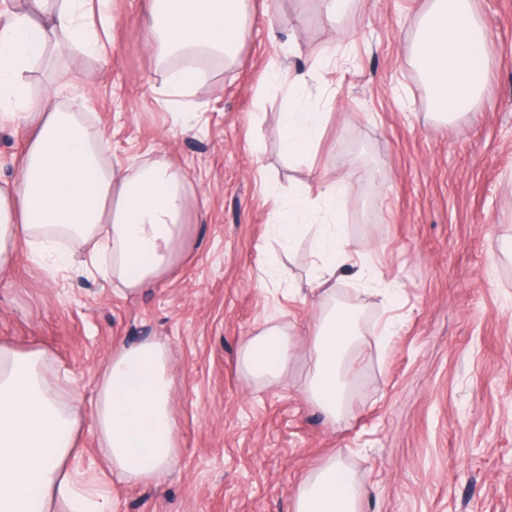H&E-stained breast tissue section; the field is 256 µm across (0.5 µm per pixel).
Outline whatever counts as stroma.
I'll return each instance as SVG.
<instances>
[{"mask_svg": "<svg viewBox=\"0 0 512 512\" xmlns=\"http://www.w3.org/2000/svg\"><path fill=\"white\" fill-rule=\"evenodd\" d=\"M473 6L492 32L484 91L448 123L433 117L412 63L427 0H352L333 26L319 0H248L256 22L234 63L205 69L194 126L150 91L164 68L145 46L146 0H111L103 57L65 48L80 76L73 95L113 162L164 154L194 189L192 248L145 295L23 252L0 272V344L40 348L47 375L72 377L76 464L112 512H294L298 485L332 458L362 486V512H512V0ZM298 77L327 115L316 154L301 162L280 148ZM26 137L0 119L1 182L18 178ZM350 172L359 179L341 228L394 296L351 276L336 283L361 313V342L348 409L332 424L304 393L313 242L283 250L269 224L289 186ZM270 261L279 282L267 286ZM274 316L297 347L285 384L263 388L242 373L238 350ZM151 338L176 374L179 454L144 487L112 477L94 413L113 350Z\"/></svg>", "mask_w": 512, "mask_h": 512, "instance_id": "35a3bbf8", "label": "stroma"}]
</instances>
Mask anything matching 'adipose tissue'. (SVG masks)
<instances>
[{
	"label": "adipose tissue",
	"instance_id": "adipose-tissue-1",
	"mask_svg": "<svg viewBox=\"0 0 512 512\" xmlns=\"http://www.w3.org/2000/svg\"><path fill=\"white\" fill-rule=\"evenodd\" d=\"M110 0H22L0 11V115L33 127L20 177L0 185V271L10 268L18 244L33 258L66 267L76 253L101 267L122 292L140 295L174 277L190 247L192 194L181 168L167 155L127 165L106 156L101 133L83 120L76 102L33 96L26 76L52 62V42L65 35L83 53L99 55L96 24H108ZM146 45L167 60L151 90L173 103L183 122L201 119L191 101L199 79L191 51L204 48L233 60L248 25L247 0H147ZM486 23L472 0H428L417 23L413 64L430 91L436 115L451 120L483 91ZM178 64H171V57ZM293 102L281 121V149L304 158L316 153L324 115ZM347 177L318 194L296 189L273 211L274 233L288 246L316 239L311 291L328 298L309 338L312 366L306 395L328 420L341 419L349 402L359 352L357 309L333 300L332 280L351 258L350 241L336 225L348 196ZM295 346L278 318L246 337L241 370L256 384L280 386ZM44 353L0 346V512H111L72 468L81 418L71 379L46 381ZM174 376L164 344L145 341L116 350L96 392L95 425L117 479L152 484L174 464L177 423L171 411ZM362 490L343 464L329 460L298 489L294 512H361Z\"/></svg>",
	"mask_w": 512,
	"mask_h": 512
}]
</instances>
